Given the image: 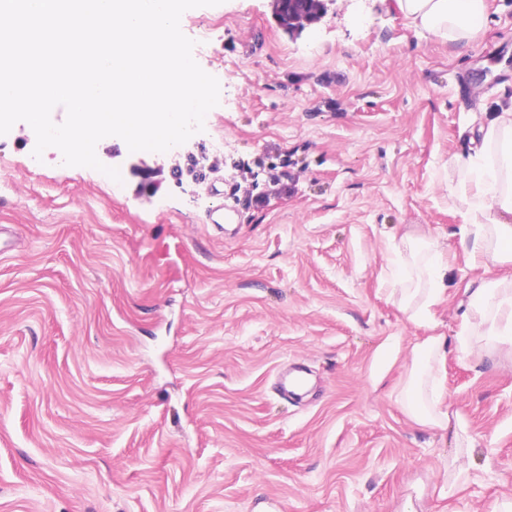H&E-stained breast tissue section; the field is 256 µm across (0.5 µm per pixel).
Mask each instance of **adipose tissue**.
<instances>
[{"instance_id":"adipose-tissue-1","label":"adipose tissue","mask_w":512,"mask_h":512,"mask_svg":"<svg viewBox=\"0 0 512 512\" xmlns=\"http://www.w3.org/2000/svg\"><path fill=\"white\" fill-rule=\"evenodd\" d=\"M415 29L465 48L488 23L487 0H395ZM473 153L450 159L454 179L448 197L462 218L461 243L470 265L512 266V104L475 120ZM414 268L394 277L391 292L411 320L429 324L430 309L447 289L454 253L429 239L408 240ZM460 336L476 334L512 353V290L483 280L470 292L469 315ZM446 339L428 337L412 353V377L405 408L424 428L443 426L442 391L437 374L446 357Z\"/></svg>"}]
</instances>
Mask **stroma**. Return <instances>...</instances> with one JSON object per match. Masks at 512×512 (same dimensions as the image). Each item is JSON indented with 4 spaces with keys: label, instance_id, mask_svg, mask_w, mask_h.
<instances>
[{
    "label": "stroma",
    "instance_id": "1",
    "mask_svg": "<svg viewBox=\"0 0 512 512\" xmlns=\"http://www.w3.org/2000/svg\"><path fill=\"white\" fill-rule=\"evenodd\" d=\"M488 4L461 50L392 0H325L292 31L273 0L185 11V35L219 25L193 53L220 100L189 144L224 136L201 184L172 150L102 139L116 182L34 160L26 122L0 135V512H512V354L457 341L467 284L512 269L458 252L430 329L387 286L405 235L458 247L448 161L512 99V0ZM430 335L432 429L402 403Z\"/></svg>",
    "mask_w": 512,
    "mask_h": 512
}]
</instances>
